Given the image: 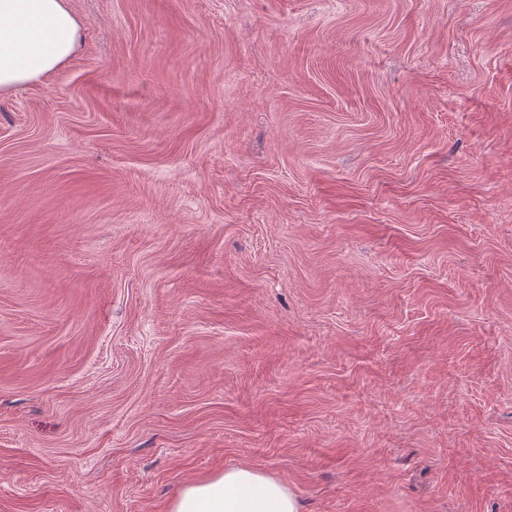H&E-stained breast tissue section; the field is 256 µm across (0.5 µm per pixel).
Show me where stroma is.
<instances>
[{"label":"stroma","instance_id":"35a3bbf8","mask_svg":"<svg viewBox=\"0 0 512 512\" xmlns=\"http://www.w3.org/2000/svg\"><path fill=\"white\" fill-rule=\"evenodd\" d=\"M0 94V512H512V0H70ZM296 492L251 466L187 484L170 512H300Z\"/></svg>","mask_w":512,"mask_h":512}]
</instances>
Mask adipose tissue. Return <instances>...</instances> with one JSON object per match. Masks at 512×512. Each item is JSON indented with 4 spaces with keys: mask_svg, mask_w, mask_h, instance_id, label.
I'll return each instance as SVG.
<instances>
[{
    "mask_svg": "<svg viewBox=\"0 0 512 512\" xmlns=\"http://www.w3.org/2000/svg\"><path fill=\"white\" fill-rule=\"evenodd\" d=\"M69 0H0V92L55 72L77 49ZM170 512H300L294 490L251 466L187 484Z\"/></svg>",
    "mask_w": 512,
    "mask_h": 512,
    "instance_id": "ef3b65f1",
    "label": "adipose tissue"
}]
</instances>
